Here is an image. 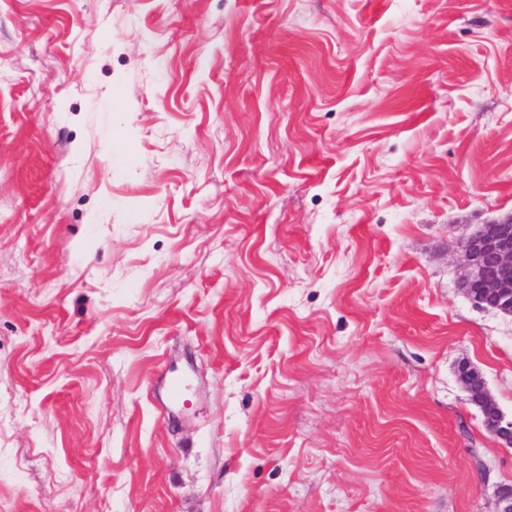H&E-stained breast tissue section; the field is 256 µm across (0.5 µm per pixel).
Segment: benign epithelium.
I'll list each match as a JSON object with an SVG mask.
<instances>
[{
    "label": "benign epithelium",
    "instance_id": "7a95c632",
    "mask_svg": "<svg viewBox=\"0 0 512 512\" xmlns=\"http://www.w3.org/2000/svg\"><path fill=\"white\" fill-rule=\"evenodd\" d=\"M463 261L461 288L478 307L512 315V215L481 224L459 240ZM469 373L462 387L480 410H492L491 434L506 448H512V418L499 410L485 389L479 373L463 363ZM495 512H512V486L497 489Z\"/></svg>",
    "mask_w": 512,
    "mask_h": 512
}]
</instances>
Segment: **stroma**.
I'll list each match as a JSON object with an SVG mask.
<instances>
[{
    "label": "stroma",
    "instance_id": "1",
    "mask_svg": "<svg viewBox=\"0 0 512 512\" xmlns=\"http://www.w3.org/2000/svg\"><path fill=\"white\" fill-rule=\"evenodd\" d=\"M510 215L512 0H0V512H494ZM459 247L464 293L478 307L512 315V215L479 225ZM469 373V377L462 382V387L469 393L471 401L481 412L492 410L493 427L490 433L506 448H512V417L509 419L499 410L493 399L485 389L484 382L479 373L470 365L463 363L459 366Z\"/></svg>",
    "mask_w": 512,
    "mask_h": 512
}]
</instances>
